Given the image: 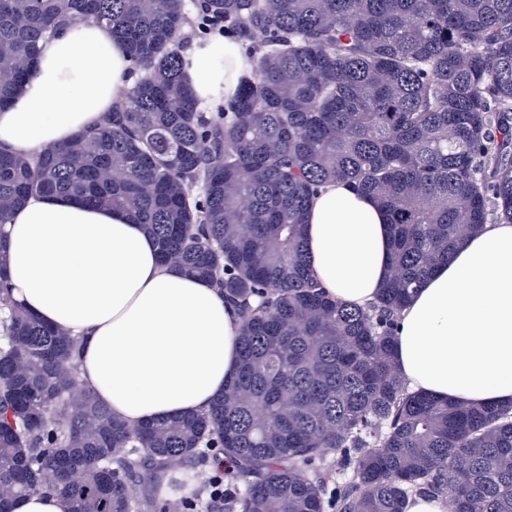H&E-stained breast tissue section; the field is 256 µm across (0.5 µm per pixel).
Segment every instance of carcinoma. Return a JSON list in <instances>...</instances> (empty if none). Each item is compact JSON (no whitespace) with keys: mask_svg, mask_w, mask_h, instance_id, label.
Segmentation results:
<instances>
[{"mask_svg":"<svg viewBox=\"0 0 512 512\" xmlns=\"http://www.w3.org/2000/svg\"><path fill=\"white\" fill-rule=\"evenodd\" d=\"M0 0V105L38 43L93 20L136 74L62 147L0 151V225L32 196L124 211L162 261L224 292L238 370L205 411L134 429L78 378L79 341L10 303L0 239V512L40 490L75 512H153L166 466L235 464L224 512H512V406L411 392L394 331L410 291L492 218L512 223V0ZM251 76L203 112L182 69L203 20ZM349 182L389 216L368 308L329 297L305 249L318 188ZM336 454L341 482L322 469Z\"/></svg>","mask_w":512,"mask_h":512,"instance_id":"obj_1","label":"carcinoma"}]
</instances>
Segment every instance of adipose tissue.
<instances>
[{
    "instance_id": "adipose-tissue-1",
    "label": "adipose tissue",
    "mask_w": 512,
    "mask_h": 512,
    "mask_svg": "<svg viewBox=\"0 0 512 512\" xmlns=\"http://www.w3.org/2000/svg\"><path fill=\"white\" fill-rule=\"evenodd\" d=\"M201 106L227 102L252 63L231 41L183 53ZM111 30L91 20L41 43L33 76L0 108V149L66 144L102 123L131 86ZM10 296L78 337L80 383L130 427L206 410L236 373L241 321L208 282L160 263L154 240L120 211L35 196L5 226ZM310 268L340 302L368 307L387 279V217L345 182L308 214ZM397 367L414 392L512 405V224L468 238L413 292L395 330Z\"/></svg>"
}]
</instances>
